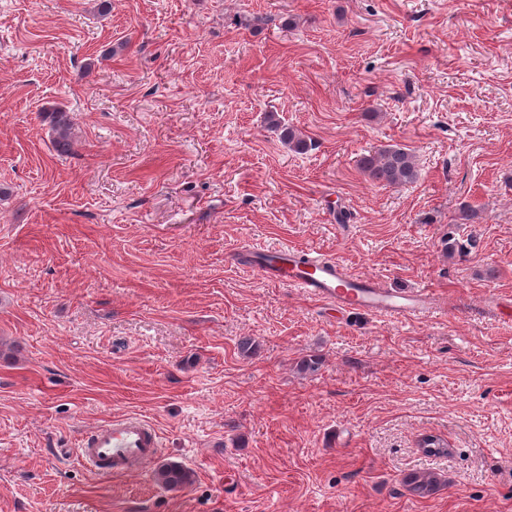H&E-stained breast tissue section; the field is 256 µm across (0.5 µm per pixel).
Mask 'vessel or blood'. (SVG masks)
<instances>
[{
  "mask_svg": "<svg viewBox=\"0 0 512 512\" xmlns=\"http://www.w3.org/2000/svg\"><path fill=\"white\" fill-rule=\"evenodd\" d=\"M264 275L269 283L297 288L305 296L351 311L388 314L399 318L429 314V293L424 289L392 291L374 280L355 276L331 259L313 257V276L301 273L304 251L283 246ZM159 436L146 420L124 415L95 426L81 440L80 458L95 470L125 474L142 470L153 460Z\"/></svg>",
  "mask_w": 512,
  "mask_h": 512,
  "instance_id": "vessel-or-blood-1",
  "label": "vessel or blood"
}]
</instances>
